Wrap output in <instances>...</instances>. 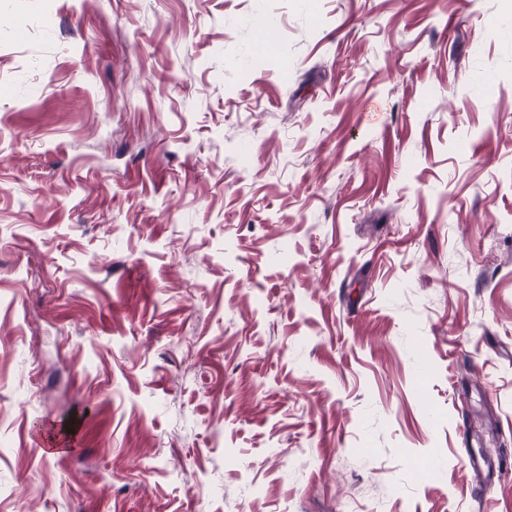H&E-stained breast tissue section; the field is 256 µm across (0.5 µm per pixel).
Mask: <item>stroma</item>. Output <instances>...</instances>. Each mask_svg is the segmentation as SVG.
<instances>
[{"label":"stroma","mask_w":512,"mask_h":512,"mask_svg":"<svg viewBox=\"0 0 512 512\" xmlns=\"http://www.w3.org/2000/svg\"><path fill=\"white\" fill-rule=\"evenodd\" d=\"M0 512H512V0H0Z\"/></svg>","instance_id":"stroma-1"}]
</instances>
